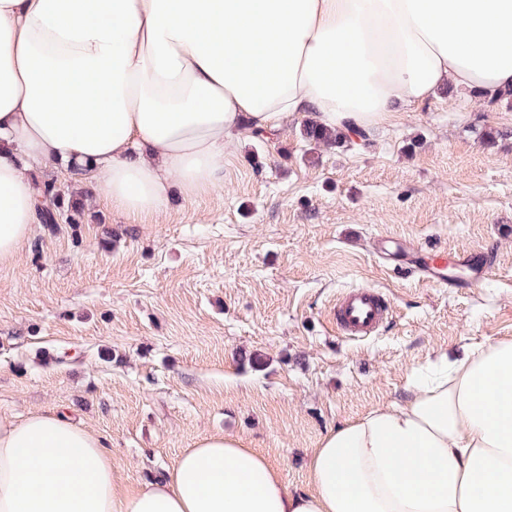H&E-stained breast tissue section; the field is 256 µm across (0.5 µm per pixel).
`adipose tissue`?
I'll return each instance as SVG.
<instances>
[{
  "label": "adipose tissue",
  "mask_w": 512,
  "mask_h": 512,
  "mask_svg": "<svg viewBox=\"0 0 512 512\" xmlns=\"http://www.w3.org/2000/svg\"><path fill=\"white\" fill-rule=\"evenodd\" d=\"M512 89V0H0V263L33 232L31 172L90 166L113 211L224 185V150L290 116L350 133L445 85ZM309 491L240 440L201 439L122 490L65 414L0 420V512H512V339L416 369L327 433Z\"/></svg>",
  "instance_id": "1"
}]
</instances>
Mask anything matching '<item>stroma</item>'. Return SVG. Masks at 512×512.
Instances as JSON below:
<instances>
[{
	"instance_id": "stroma-1",
	"label": "stroma",
	"mask_w": 512,
	"mask_h": 512,
	"mask_svg": "<svg viewBox=\"0 0 512 512\" xmlns=\"http://www.w3.org/2000/svg\"><path fill=\"white\" fill-rule=\"evenodd\" d=\"M302 124L243 138L223 189L173 190L141 224L80 175L42 171L91 203L78 225H35L0 264V419L69 414L130 491L222 434L301 492L323 437L403 398L413 369L512 338V106L441 92L361 147L311 145ZM384 235L496 264L458 288L428 284L385 267ZM364 285L393 316L348 340L331 310Z\"/></svg>"
}]
</instances>
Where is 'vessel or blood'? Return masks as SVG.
<instances>
[{
	"label": "vessel or blood",
	"instance_id": "vessel-or-blood-1",
	"mask_svg": "<svg viewBox=\"0 0 512 512\" xmlns=\"http://www.w3.org/2000/svg\"><path fill=\"white\" fill-rule=\"evenodd\" d=\"M381 252L396 251L405 256L404 270L418 276L419 280L436 284L441 280V269L448 259L445 252L429 251V263L418 266L413 261L414 254L419 251L410 241H398L389 238L381 239ZM456 263L466 268L473 279H481L486 268L478 250L470 249L458 252L454 258ZM391 314V305L386 295L377 288L366 286L357 287L344 292L336 300L332 313L333 324L338 334L353 340H359L375 334Z\"/></svg>",
	"mask_w": 512,
	"mask_h": 512
}]
</instances>
